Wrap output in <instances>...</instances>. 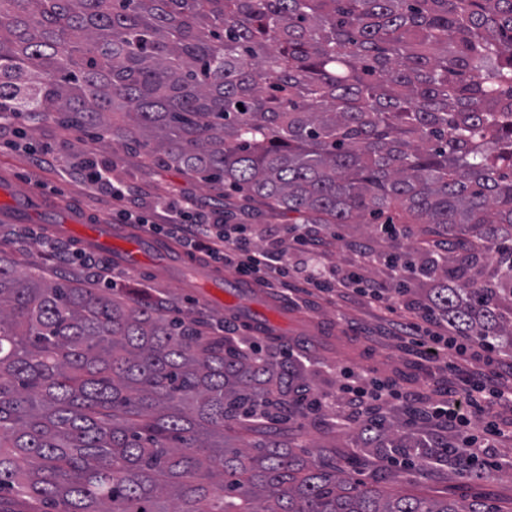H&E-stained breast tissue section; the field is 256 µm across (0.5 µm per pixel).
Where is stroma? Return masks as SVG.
I'll list each match as a JSON object with an SVG mask.
<instances>
[{"mask_svg":"<svg viewBox=\"0 0 512 512\" xmlns=\"http://www.w3.org/2000/svg\"><path fill=\"white\" fill-rule=\"evenodd\" d=\"M112 165L114 179L124 182L131 199L139 208H151L159 193L182 190L192 195L202 209L223 212L225 207H241L243 200L233 195L222 197L220 190L210 187L200 177L184 174L162 162L150 161L122 148L106 149L92 144L89 137L54 119L24 118L0 127V175H9L29 185H42L44 193L54 196L59 207L78 208L89 216L111 215L108 196L84 189L77 173L88 160ZM53 215L39 217L29 224H16L0 219V249L9 252L23 269L37 268L48 278L69 279L95 284L99 270H106L113 283L144 288L178 303L185 313H203L213 320H224L225 332L244 344L268 346L269 338L256 335L240 326L234 314L210 307L195 298L192 289L145 269L130 276L122 267L103 256H96L95 266L84 265L74 257L75 241L65 240L62 253L48 252L41 244L50 236ZM245 221L249 224L256 247L273 244L286 247L290 242V226L286 216L270 214L252 206ZM305 230L311 248L320 254L330 273L348 270L375 280L384 288L397 286V278L385 259L395 250L413 254L416 264L430 256L420 248L419 225H409L407 232L395 239L372 232L364 224H309ZM289 264L302 263L303 255L288 251ZM270 298L284 301L292 314V334L281 341L284 350L296 343L310 345L305 360L310 373L311 394L333 399L331 408L309 414L306 418L282 424L288 435H300L311 446L330 449L337 466L350 469L356 477L391 494L421 498L451 499L462 503L478 498L497 508L512 512V438L491 443L489 451L500 464L497 472L481 481L467 478L465 458L453 457L420 471H411L408 479L396 478L398 469L392 457L363 447L353 425L347 424L348 407L339 398L344 382L342 369L354 375L369 373L397 382L403 394L397 401L378 402L360 413V420L399 423L407 442L423 438L440 442L451 437V430L428 421L423 411L429 403L453 396L458 387L455 374L436 370L425 361L416 347L396 334L395 328L379 314L364 307L359 300L328 299L309 290L299 280L278 284L268 291Z\"/></svg>","mask_w":512,"mask_h":512,"instance_id":"1","label":"stroma"}]
</instances>
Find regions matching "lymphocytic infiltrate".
<instances>
[{
    "mask_svg": "<svg viewBox=\"0 0 512 512\" xmlns=\"http://www.w3.org/2000/svg\"><path fill=\"white\" fill-rule=\"evenodd\" d=\"M84 182L90 189L107 191L124 222L146 233L174 239L188 253L206 255L212 263L233 264L242 278L268 286L272 281L290 274L286 262H274L268 250L252 247L239 225L211 219L199 209L191 196L183 194L176 199L158 198L153 211L146 213L126 207L129 190L113 179L109 166H92ZM313 284L320 292L351 295L361 299L369 309L394 315L402 336L422 356L439 367L457 373L460 381L457 397L451 403L441 402L431 406L428 414L456 431L464 447H474L480 438L500 435V428L494 424L487 425L479 438L468 432L471 418L480 410L482 403L512 404V385L501 382L499 375L493 371L494 366L501 364L503 356L495 343L486 341L479 344L466 337L452 336L444 329L439 314L433 308L424 306L417 312L406 313L404 304L388 301L379 286L352 274L335 280L317 277ZM475 358L483 359L490 366V373L478 377L471 375L467 365ZM342 390L347 403L358 408L382 400H397L402 396L395 382L369 377L361 379L356 386L343 385Z\"/></svg>",
    "mask_w": 512,
    "mask_h": 512,
    "instance_id": "lymphocytic-infiltrate-1",
    "label": "lymphocytic infiltrate"
}]
</instances>
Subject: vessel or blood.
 <instances>
[{
	"instance_id": "1",
	"label": "vessel or blood",
	"mask_w": 512,
	"mask_h": 512,
	"mask_svg": "<svg viewBox=\"0 0 512 512\" xmlns=\"http://www.w3.org/2000/svg\"><path fill=\"white\" fill-rule=\"evenodd\" d=\"M51 208V202L35 197L29 190L16 188L8 181L0 183V217L24 220ZM58 217L53 227L58 237L76 240L83 248L113 258L131 272L162 263L165 270L178 271L180 282L213 306L235 313L241 304H248L249 311L241 323L250 331L261 335L287 333L289 317L284 307L257 295L253 287L190 260L169 242L153 240L105 218L88 220L75 208L59 211Z\"/></svg>"
}]
</instances>
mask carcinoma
I'll use <instances>...</instances> for the list:
<instances>
[{"instance_id": "carcinoma-1", "label": "carcinoma", "mask_w": 512, "mask_h": 512, "mask_svg": "<svg viewBox=\"0 0 512 512\" xmlns=\"http://www.w3.org/2000/svg\"><path fill=\"white\" fill-rule=\"evenodd\" d=\"M0 110L303 224L393 212L451 236L427 303L455 335L512 337V0H0ZM309 390L299 359L0 250V512H495L385 495L274 433L235 444ZM355 430L408 448L400 425Z\"/></svg>"}]
</instances>
